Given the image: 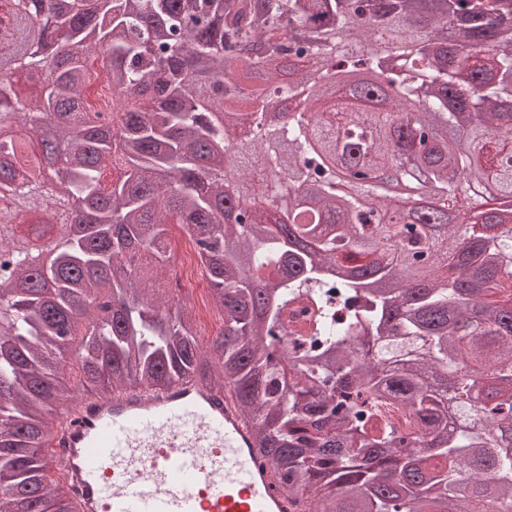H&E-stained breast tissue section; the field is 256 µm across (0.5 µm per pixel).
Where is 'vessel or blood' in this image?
<instances>
[{"mask_svg": "<svg viewBox=\"0 0 512 512\" xmlns=\"http://www.w3.org/2000/svg\"><path fill=\"white\" fill-rule=\"evenodd\" d=\"M225 392L190 378L84 397L53 434L75 512H300Z\"/></svg>", "mask_w": 512, "mask_h": 512, "instance_id": "b4317fda", "label": "vessel or blood"}]
</instances>
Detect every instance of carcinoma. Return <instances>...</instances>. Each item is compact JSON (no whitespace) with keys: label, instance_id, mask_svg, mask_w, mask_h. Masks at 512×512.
Segmentation results:
<instances>
[{"label":"carcinoma","instance_id":"cac0c4a2","mask_svg":"<svg viewBox=\"0 0 512 512\" xmlns=\"http://www.w3.org/2000/svg\"><path fill=\"white\" fill-rule=\"evenodd\" d=\"M4 2L0 66L52 77L0 82V128L31 123L0 139V498L74 512L44 454L68 330L88 390L228 392L307 512H512V210L489 205L512 198V27L465 0ZM388 54L397 94L371 103ZM99 70L108 114L84 99ZM43 144L67 151L52 200L19 180ZM389 171L407 194L365 179ZM73 203L51 263L14 242ZM173 224L223 312L208 349L139 273ZM301 301L311 348L280 341Z\"/></svg>","mask_w":512,"mask_h":512}]
</instances>
